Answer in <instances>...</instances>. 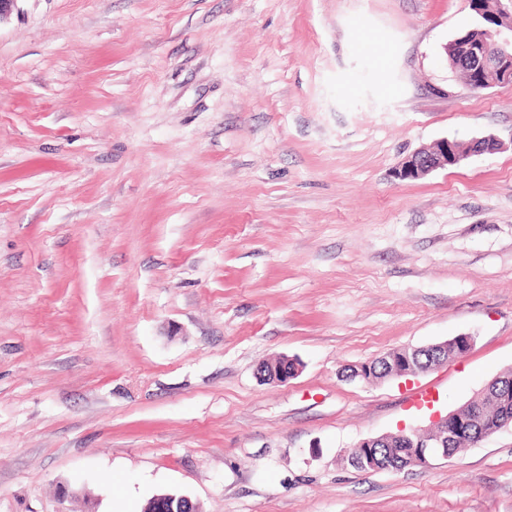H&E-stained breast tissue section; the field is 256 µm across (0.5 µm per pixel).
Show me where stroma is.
<instances>
[{
	"label": "stroma",
	"instance_id": "1",
	"mask_svg": "<svg viewBox=\"0 0 512 512\" xmlns=\"http://www.w3.org/2000/svg\"><path fill=\"white\" fill-rule=\"evenodd\" d=\"M474 23L469 0H18L0 512H512L510 429L425 468L340 461L512 368V84L442 56ZM464 333L419 375H344ZM281 355L298 375L261 382ZM501 144L492 136H484L463 143L455 139H442L432 148L415 151L393 171L398 180L423 179L440 168H451L459 165L472 155L493 152L500 149Z\"/></svg>",
	"mask_w": 512,
	"mask_h": 512
}]
</instances>
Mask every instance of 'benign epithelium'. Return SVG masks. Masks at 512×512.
I'll return each instance as SVG.
<instances>
[{
    "label": "benign epithelium",
    "instance_id": "1",
    "mask_svg": "<svg viewBox=\"0 0 512 512\" xmlns=\"http://www.w3.org/2000/svg\"><path fill=\"white\" fill-rule=\"evenodd\" d=\"M485 35L477 39L458 36L445 46L447 62L456 67L457 59L473 62L474 69L469 72L467 86L474 91L485 90L503 84H512V11L505 8L495 14L492 24L484 28ZM500 147L498 140L492 136L476 138L468 143L455 139H442L432 148L415 151L393 171L398 180L423 179L440 168L459 165L472 155L493 152ZM475 343V336L463 334L450 342H442L420 347H406L402 357L391 363L388 376L406 377L421 372L418 354L425 350L439 362H448V345H453L455 354L463 357L468 354ZM474 421L464 419L454 411L433 422L435 433L431 437H418V430H412L415 438L412 447L419 449V454L426 455L425 449L439 448L448 451V445L454 442L458 434L472 426Z\"/></svg>",
    "mask_w": 512,
    "mask_h": 512
}]
</instances>
